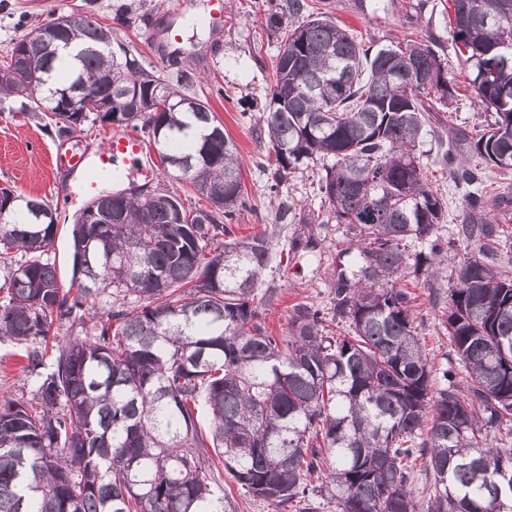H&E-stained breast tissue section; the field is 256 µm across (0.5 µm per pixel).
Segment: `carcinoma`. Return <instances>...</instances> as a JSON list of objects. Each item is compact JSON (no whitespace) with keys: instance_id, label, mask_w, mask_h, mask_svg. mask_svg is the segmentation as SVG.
<instances>
[{"instance_id":"cac0c4a2","label":"carcinoma","mask_w":512,"mask_h":512,"mask_svg":"<svg viewBox=\"0 0 512 512\" xmlns=\"http://www.w3.org/2000/svg\"><path fill=\"white\" fill-rule=\"evenodd\" d=\"M450 2L471 96L492 117L443 154L464 189L458 238L477 252L450 268L448 205L416 156L431 108L458 94L435 42L375 50L312 16L308 0L265 14L271 33L288 24L259 119L274 221L306 225L288 262L313 261L327 224L352 235L329 288L345 336L306 302L284 335L269 330L274 236L229 229L245 201L236 147L208 102L186 104L188 74L173 81L114 51L112 29L80 13L64 37L52 19L25 57L0 60V95L33 100L62 132L76 87L116 123L154 130L159 155L192 167L175 181L199 197L153 196L146 183L111 193L112 215L73 229L71 297L51 258L55 209L0 190L14 198L0 214V340H40L26 354L33 397H0V512H236L233 490L215 491L219 463L277 512L328 501L341 512H512V279L488 261L512 262V238L485 213L488 175L512 169V0ZM155 91L164 111L133 105ZM321 157L333 160L320 179L326 209L299 218L282 186ZM412 239L424 244L413 255ZM446 275L458 371L430 365L400 285ZM56 323L82 336L52 337Z\"/></svg>"}]
</instances>
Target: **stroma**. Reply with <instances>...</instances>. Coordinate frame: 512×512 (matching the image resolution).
<instances>
[{
  "instance_id": "stroma-1",
  "label": "stroma",
  "mask_w": 512,
  "mask_h": 512,
  "mask_svg": "<svg viewBox=\"0 0 512 512\" xmlns=\"http://www.w3.org/2000/svg\"><path fill=\"white\" fill-rule=\"evenodd\" d=\"M315 11L328 14L344 28L366 42L383 46L407 39L435 41L449 73L465 81L467 72L454 53L448 22V0H309ZM205 0H196L194 9L172 12L170 0H0V55L14 40L34 31L49 18L80 11L112 29L113 43L140 55L148 69L176 76L188 70L192 94L208 101L234 142L242 171L246 208L231 222L237 238L264 230H276L279 246L285 247L293 226H276L274 204L268 194L265 170L268 144L257 139L258 117L268 102L273 81L272 58L279 43L263 28L261 18L267 0H224V27L212 32L198 26L196 17L205 12ZM486 116L470 96L438 107L431 134L418 147L428 167L430 181L439 188L448 205L442 231L455 239L461 215V189L450 181L441 163L442 141L470 132L484 123ZM116 124L98 125L70 134L59 133L31 100L9 96L0 98V187L13 186L27 195L43 198L56 208L58 231L54 243L56 265L62 286L72 277V227L81 210L90 202L83 175L56 173L50 166L60 150L82 152L88 162L105 140L119 132ZM322 164L291 174L283 185L302 214L318 212L321 205L319 180ZM317 263L282 264L272 262L265 281L279 287L277 299L264 309L270 330L281 333L292 306L308 302L327 310L331 307L329 283L339 255L350 246L345 226L329 225L317 236ZM415 297L417 332L436 367L448 366L456 356L451 350L442 323V307L435 295H447L446 282L411 285ZM25 345L0 342V396L31 398L37 377L27 371Z\"/></svg>"
}]
</instances>
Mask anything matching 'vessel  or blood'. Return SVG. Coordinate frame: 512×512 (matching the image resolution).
Wrapping results in <instances>:
<instances>
[{
  "instance_id": "vessel-or-blood-1",
  "label": "vessel or blood",
  "mask_w": 512,
  "mask_h": 512,
  "mask_svg": "<svg viewBox=\"0 0 512 512\" xmlns=\"http://www.w3.org/2000/svg\"><path fill=\"white\" fill-rule=\"evenodd\" d=\"M149 153V147L138 135L115 134L106 140L94 166H86L84 156L60 152L55 156L53 168L58 172L83 171L87 189L92 192L102 176L116 177L121 164L140 160Z\"/></svg>"
}]
</instances>
